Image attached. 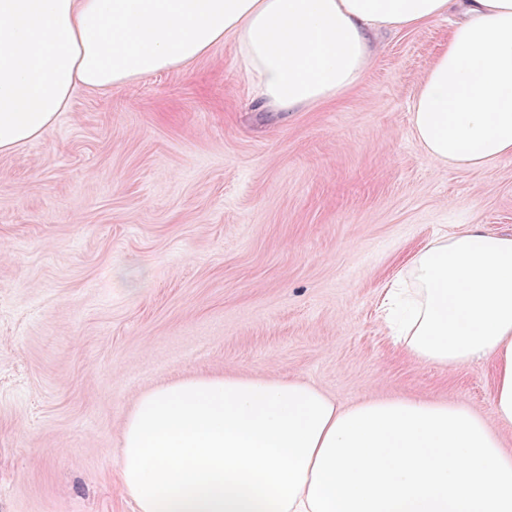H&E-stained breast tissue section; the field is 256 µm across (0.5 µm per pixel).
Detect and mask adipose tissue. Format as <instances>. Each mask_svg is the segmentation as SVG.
I'll use <instances>...</instances> for the list:
<instances>
[{"label": "adipose tissue", "mask_w": 512, "mask_h": 512, "mask_svg": "<svg viewBox=\"0 0 512 512\" xmlns=\"http://www.w3.org/2000/svg\"><path fill=\"white\" fill-rule=\"evenodd\" d=\"M460 14L412 106L427 156L512 157V0H0V152L42 136L80 88L109 90L235 43L276 112L357 87L372 36ZM388 297L422 363L493 357L512 425V235L470 224L413 255ZM118 469L138 512H512V453L460 405L341 407L300 379L188 377L142 393Z\"/></svg>", "instance_id": "obj_1"}]
</instances>
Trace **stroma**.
<instances>
[{
  "label": "stroma",
  "mask_w": 512,
  "mask_h": 512,
  "mask_svg": "<svg viewBox=\"0 0 512 512\" xmlns=\"http://www.w3.org/2000/svg\"><path fill=\"white\" fill-rule=\"evenodd\" d=\"M382 33L360 85L270 112L224 40L189 67L77 90L0 153V512H137L121 431L149 388L200 374L300 379L349 406L425 397L498 421L495 364L414 359L386 290L463 224L512 234V158L431 161L415 93L448 45Z\"/></svg>",
  "instance_id": "1"
}]
</instances>
